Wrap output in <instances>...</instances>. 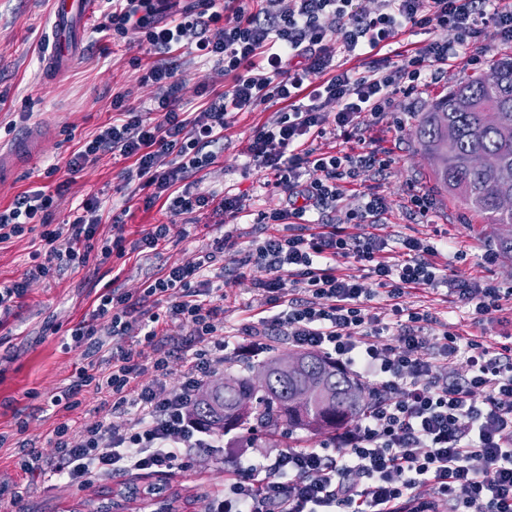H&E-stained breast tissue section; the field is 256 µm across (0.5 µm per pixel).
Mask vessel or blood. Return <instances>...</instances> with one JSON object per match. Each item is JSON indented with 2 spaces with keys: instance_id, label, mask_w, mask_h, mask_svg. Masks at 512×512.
Here are the masks:
<instances>
[{
  "instance_id": "obj_1",
  "label": "vessel or blood",
  "mask_w": 512,
  "mask_h": 512,
  "mask_svg": "<svg viewBox=\"0 0 512 512\" xmlns=\"http://www.w3.org/2000/svg\"><path fill=\"white\" fill-rule=\"evenodd\" d=\"M94 9V0H51L43 53L48 75L60 74L72 64L80 47V29ZM48 137L47 126L35 125L18 145L8 150L0 148V175L9 174L22 161L34 160Z\"/></svg>"
}]
</instances>
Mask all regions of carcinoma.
Returning a JSON list of instances; mask_svg holds the SVG:
<instances>
[{
    "label": "carcinoma",
    "instance_id": "obj_1",
    "mask_svg": "<svg viewBox=\"0 0 512 512\" xmlns=\"http://www.w3.org/2000/svg\"><path fill=\"white\" fill-rule=\"evenodd\" d=\"M490 83L482 74L448 90L423 113L418 143L434 164L435 181L465 208L500 229L497 251L512 258V58L491 62ZM291 363L268 357L239 370L229 364L224 384L196 399L192 415L221 432L251 430L270 434L286 426L312 434L334 432L355 423L367 409L365 386L336 370L330 360L310 352L288 354ZM267 371L264 382L250 376Z\"/></svg>",
    "mask_w": 512,
    "mask_h": 512
}]
</instances>
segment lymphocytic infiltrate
<instances>
[{"mask_svg": "<svg viewBox=\"0 0 512 512\" xmlns=\"http://www.w3.org/2000/svg\"><path fill=\"white\" fill-rule=\"evenodd\" d=\"M98 2L97 32L119 39L137 31L159 55L138 78L139 88L157 94L148 107L132 105L131 92L113 95L111 121L74 153L70 171L117 154L128 160L125 177L145 191L147 204L238 218V195L200 196L193 178L223 153L224 131L238 114L275 102L276 119L253 128L243 155L287 192L288 204L256 214L262 231L246 248L225 238L194 261L165 268L139 297L109 287L97 296L91 321L72 329L73 341L102 348L101 318L109 336L140 338L141 347L113 353L108 370L94 360L81 367L63 393L65 405H77L88 387L109 397L113 411L138 412L117 423L55 426L63 477L82 486L168 472L184 467L191 449L209 447L210 434L190 407L230 344L212 277L227 257L261 305L240 330L252 339L250 353H262L263 337H287L368 379L374 398L358 422L336 434L335 445L247 454L250 480H229L207 512H512V345L490 346L480 337L512 299V287L449 277L435 261L436 244L413 236L393 244L375 233L390 204L364 185L386 177L391 160L373 149L351 154L318 146L329 130L349 140L394 117L401 98L450 60L481 64L487 29L512 43V0H288L284 10L279 0H191L171 20L165 0ZM409 29L428 35L411 51L399 41ZM189 36L196 55L226 80L220 90L200 87L206 100L197 112L181 109L172 58ZM350 185L361 189L357 202L340 209ZM53 204L42 188L17 195L0 209V243L30 232ZM101 221L91 198L67 223L43 224L30 268L0 286V325L30 280L124 255L122 236L99 242ZM272 224L287 234L268 233ZM342 258L355 259L364 275L341 272ZM251 265L265 267L268 277L247 278ZM441 286L466 308L474 335L444 328L429 336L436 316L406 297ZM176 359L185 367L183 381L170 391L162 379ZM459 360L465 368L456 374Z\"/></svg>", "mask_w": 512, "mask_h": 512, "instance_id": "f902f5d3", "label": "lymphocytic infiltrate"}]
</instances>
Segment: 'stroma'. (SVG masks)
Wrapping results in <instances>:
<instances>
[{
	"label": "stroma",
	"instance_id": "1",
	"mask_svg": "<svg viewBox=\"0 0 512 512\" xmlns=\"http://www.w3.org/2000/svg\"><path fill=\"white\" fill-rule=\"evenodd\" d=\"M48 0H0V146H13L25 129L35 124L51 128L52 135L40 152L36 167L20 166L11 176L0 179V208L15 196L36 186L56 195L48 223L67 221L74 208L88 197H98L103 210L99 226L101 238L122 234L124 256H110L80 269L64 268L53 276L31 282L15 316L0 327V433L10 440L0 447V471L19 472L16 444L22 438L36 440L44 457L54 464L62 459L49 440L58 422L93 423L111 421L110 406L100 396L85 390L77 408L66 411L52 406L51 398L68 388L85 362L84 351L71 347L67 331L81 320L90 319L96 291L107 283L135 292L149 277L175 263L192 261L213 241L227 237L246 246L257 231L256 225L224 223L211 211L180 214L159 206H146L143 194L126 183L127 160L109 155L78 172H70L73 153L112 118V97L137 89L140 71L134 59L152 63L154 57L141 46L137 36L115 41L94 34L98 16L85 23L83 48L71 66L54 80H46L41 67ZM472 67L449 63L447 73L437 83L421 88L412 99V111L404 115L400 127L382 126L371 131L373 146L381 157L392 158L386 179H373L372 190L384 194L393 207L377 231L390 239L402 236L430 238L442 243L441 263L467 277H476L512 286V261L501 258L482 263L484 252L495 250L497 231L476 213L448 197L432 178L431 165L419 151V114L460 81L470 78ZM182 84L185 111H195L202 103L201 85H221L213 63L190 53L182 54L176 74ZM141 101H149V89H137ZM279 106L270 103L255 112L237 115L224 132V151L196 177L195 190L208 195L225 189L239 193L248 212L285 206L283 192L266 188L265 175L243 166L241 152L254 125L274 119ZM428 192L434 209L428 218H410L399 206L407 186ZM169 224L167 241L158 249L144 248L142 238L151 224ZM39 241L37 233L0 244V283L21 278L29 252ZM224 324L238 329L257 310V301L232 275H225ZM410 300L414 306L431 311L454 330L466 335L470 322L463 309L446 299L445 290H420ZM26 420L27 430L18 433V420ZM212 445L192 452L189 468L169 474L129 475L81 487L62 483L52 471L24 478L19 512H76L83 500L128 485L145 489L162 486L178 493V512H205L209 498L220 494L224 484L236 475L234 462L246 449L245 439L214 434Z\"/></svg>",
	"mask_w": 512,
	"mask_h": 512
}]
</instances>
